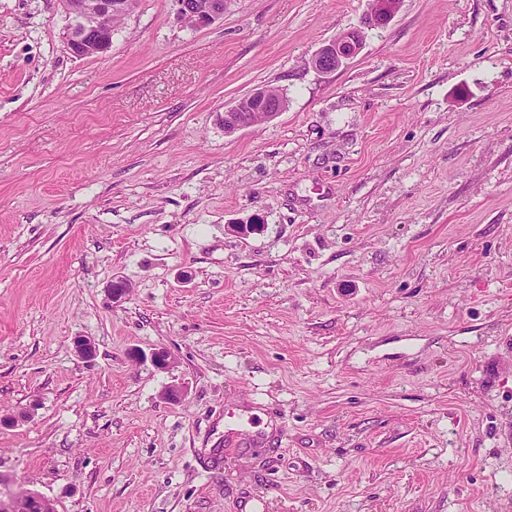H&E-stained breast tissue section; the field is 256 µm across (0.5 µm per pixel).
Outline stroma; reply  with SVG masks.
Listing matches in <instances>:
<instances>
[{"label":"stroma","instance_id":"obj_1","mask_svg":"<svg viewBox=\"0 0 512 512\" xmlns=\"http://www.w3.org/2000/svg\"><path fill=\"white\" fill-rule=\"evenodd\" d=\"M368 9L224 0L196 28L136 0L77 59L56 0H0L7 490L512 512V0H402L314 71ZM261 87L286 110L225 135ZM162 347L165 371L129 356ZM370 9L356 27L339 33L322 45L313 55L310 65L319 73L329 74L341 68L362 49L366 30L386 26L398 11L401 0H371Z\"/></svg>","mask_w":512,"mask_h":512}]
</instances>
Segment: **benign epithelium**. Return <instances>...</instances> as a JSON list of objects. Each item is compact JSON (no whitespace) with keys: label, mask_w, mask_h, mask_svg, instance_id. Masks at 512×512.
Wrapping results in <instances>:
<instances>
[{"label":"benign epithelium","mask_w":512,"mask_h":512,"mask_svg":"<svg viewBox=\"0 0 512 512\" xmlns=\"http://www.w3.org/2000/svg\"><path fill=\"white\" fill-rule=\"evenodd\" d=\"M60 10L68 19L62 39L69 52L77 58H91L108 51L112 45V17L124 12L120 0H57ZM179 16L190 20L195 27H206L224 15V0H175ZM401 0H371L370 9L360 24L351 27L322 45L313 55L310 65L319 73L329 74L341 68L362 49L366 30L386 26L398 11ZM285 108L283 98H273L265 88L237 100L224 111V134L267 122ZM133 360L150 359L154 367L167 370L173 360L164 348L153 350L150 355L130 352Z\"/></svg>","instance_id":"1"}]
</instances>
